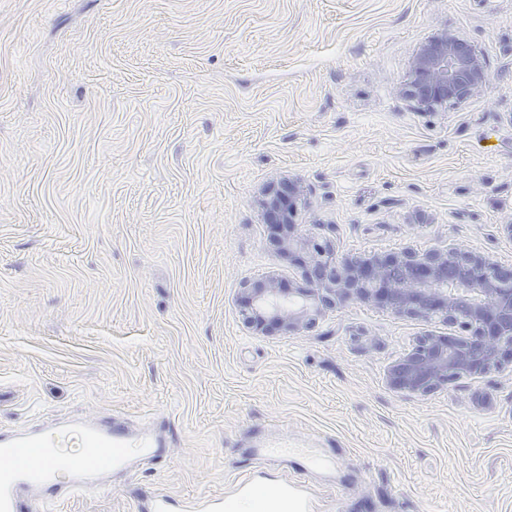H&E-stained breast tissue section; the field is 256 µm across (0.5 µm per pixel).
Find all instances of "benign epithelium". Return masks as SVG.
<instances>
[{"mask_svg":"<svg viewBox=\"0 0 512 512\" xmlns=\"http://www.w3.org/2000/svg\"><path fill=\"white\" fill-rule=\"evenodd\" d=\"M488 84L483 53L445 31L423 43L401 88L426 111L482 94ZM298 178L272 188L267 204L279 248L308 268L307 287H282L266 276L243 288L241 316L255 333H286L313 326L328 307L360 301L395 314H440L454 336L428 334L387 371L389 385L429 395L463 375H482L512 364V268L493 256L456 247L386 257L337 258L328 242L296 235L293 216L305 200Z\"/></svg>","mask_w":512,"mask_h":512,"instance_id":"obj_1","label":"benign epithelium"}]
</instances>
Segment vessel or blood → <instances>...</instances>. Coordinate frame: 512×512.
Returning <instances> with one entry per match:
<instances>
[{
	"label": "vessel or blood",
	"mask_w": 512,
	"mask_h": 512,
	"mask_svg": "<svg viewBox=\"0 0 512 512\" xmlns=\"http://www.w3.org/2000/svg\"><path fill=\"white\" fill-rule=\"evenodd\" d=\"M77 441L80 452L56 457L59 444ZM0 454L16 458L15 467L0 472V512H24V496L36 492L51 500L103 489L109 478L128 472L134 460L166 459V444L150 427L130 428L125 422L75 420L54 428H29L0 433ZM237 499L265 501L273 512H305L307 490L289 478L266 480L242 471L234 488ZM168 494L150 492L143 512H177Z\"/></svg>",
	"instance_id": "1"
}]
</instances>
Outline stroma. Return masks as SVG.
<instances>
[{
    "mask_svg": "<svg viewBox=\"0 0 512 512\" xmlns=\"http://www.w3.org/2000/svg\"><path fill=\"white\" fill-rule=\"evenodd\" d=\"M485 55L484 93L419 111V44ZM338 255L459 247L512 266V0H0V429L109 413L166 463L31 512H135L143 491L300 477L310 512H512V365L426 396L388 367L442 318L369 303L253 333L245 283L305 284L265 220ZM260 437L330 470L253 458Z\"/></svg>",
    "mask_w": 512,
    "mask_h": 512,
    "instance_id": "stroma-1",
    "label": "stroma"
}]
</instances>
